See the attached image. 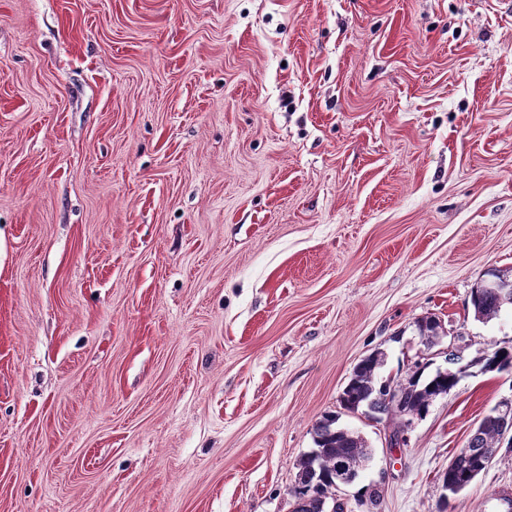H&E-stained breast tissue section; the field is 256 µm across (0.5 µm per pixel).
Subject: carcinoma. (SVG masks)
I'll use <instances>...</instances> for the list:
<instances>
[{
	"label": "carcinoma",
	"instance_id": "1",
	"mask_svg": "<svg viewBox=\"0 0 512 512\" xmlns=\"http://www.w3.org/2000/svg\"><path fill=\"white\" fill-rule=\"evenodd\" d=\"M470 304L474 318L488 322L497 318L505 306H512V298H502L494 290L475 287L470 294ZM475 364L484 372H512V346L484 351L475 359ZM382 365L383 358L379 353L359 363L344 387L340 402L349 412L367 408L390 417L396 431L411 419L429 412L432 403L458 383L456 372L450 369L428 373V365L416 364L407 380L397 383L404 391L403 402L392 406L387 402V396L393 380L379 379ZM338 420V416L327 414L314 425L312 454L299 460L290 489L296 505L292 512H341L342 506L336 503L337 462L345 461L353 480L369 462L371 450L366 439L357 431L337 425ZM500 436L497 419L484 416L479 423L477 438V447L483 449V454L462 458L460 468L443 476L448 481V494H456L454 486L458 484H471L495 459L501 444Z\"/></svg>",
	"mask_w": 512,
	"mask_h": 512
}]
</instances>
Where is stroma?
I'll use <instances>...</instances> for the list:
<instances>
[{
	"label": "stroma",
	"instance_id": "obj_1",
	"mask_svg": "<svg viewBox=\"0 0 512 512\" xmlns=\"http://www.w3.org/2000/svg\"><path fill=\"white\" fill-rule=\"evenodd\" d=\"M512 269V15L497 0H0V512H291L335 411L344 512H512V398L472 287ZM440 322L457 386L403 447L341 410ZM484 372H512V346L496 347L484 351L475 359ZM493 414L502 423V438L497 419L485 415L479 423V437L477 445L467 448L470 453L474 448H482L483 454L480 456H465L460 461V468L448 472L443 476V486L448 479V494L455 495V485L466 483L471 484L474 478L482 472L497 456L500 444L507 441V445H512V399H504L493 408ZM502 440V442H501ZM445 494V496H448Z\"/></svg>",
	"mask_w": 512,
	"mask_h": 512
}]
</instances>
